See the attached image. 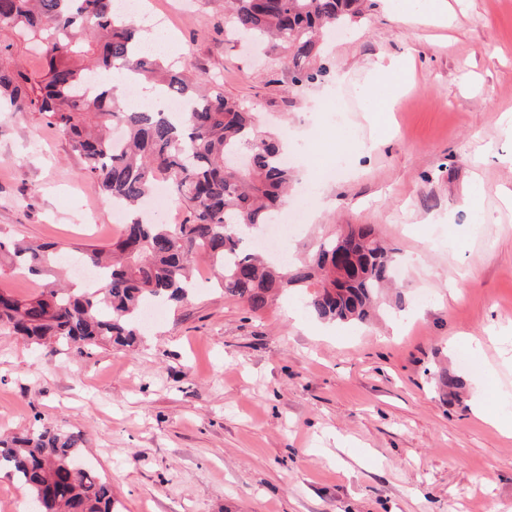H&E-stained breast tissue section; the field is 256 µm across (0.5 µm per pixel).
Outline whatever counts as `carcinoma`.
<instances>
[{"label": "carcinoma", "mask_w": 512, "mask_h": 512, "mask_svg": "<svg viewBox=\"0 0 512 512\" xmlns=\"http://www.w3.org/2000/svg\"><path fill=\"white\" fill-rule=\"evenodd\" d=\"M363 11L364 0H224V22L287 51L297 84L325 75L324 67L312 66L323 36ZM2 30L10 39H0V110L35 112L56 127L127 222L112 248L83 250L81 262L100 271L94 288L56 283L61 249L55 245L0 240V260L47 280L46 290L26 299L0 289L1 330L78 355L101 344L131 346L145 305L178 303L193 290L200 256L224 296L252 312L289 288H303L321 320L370 319L373 299L395 271L394 251L371 226L358 228L342 279L335 236L302 264L271 265L245 245L242 228L271 223L293 178L282 162V139L261 129L250 105L221 92L204 94L187 65L143 54L141 28L115 13L113 0H0ZM21 46L41 62L39 69L30 72L15 59ZM92 57L102 72L122 75L125 88L152 84L192 107L176 117L162 108L128 107L126 94L102 83L89 91L84 61ZM113 125L125 131L118 142ZM234 152L250 154L246 171L224 168ZM161 180L184 211L177 224L142 209ZM83 448L81 431L42 426L0 440V470L27 488L33 512H118L111 486L85 462Z\"/></svg>", "instance_id": "1"}]
</instances>
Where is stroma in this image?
I'll use <instances>...</instances> for the list:
<instances>
[{
    "label": "stroma",
    "mask_w": 512,
    "mask_h": 512,
    "mask_svg": "<svg viewBox=\"0 0 512 512\" xmlns=\"http://www.w3.org/2000/svg\"><path fill=\"white\" fill-rule=\"evenodd\" d=\"M147 2L174 55L287 137L297 178L276 217L301 192L318 201L285 241L293 260L369 224L403 275L365 324L315 318L299 288L251 312L202 263L134 347L80 357L1 331L0 438L82 430L119 512H512V434L490 423L512 418V0H447L444 23L372 0L327 38L325 80L302 87L284 50L225 30L224 0ZM380 56L410 64L379 122L361 90ZM331 94L338 128L319 110ZM340 144L345 170L318 179ZM121 232L55 127L0 112V236L70 253Z\"/></svg>",
    "instance_id": "35a3bbf8"
}]
</instances>
